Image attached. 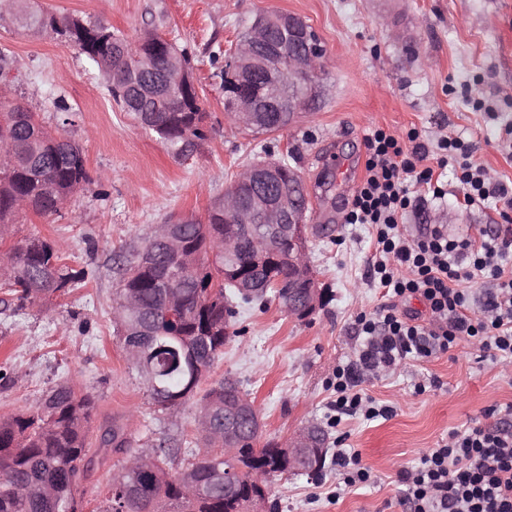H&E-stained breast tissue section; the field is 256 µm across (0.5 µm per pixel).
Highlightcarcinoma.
Listing matches in <instances>:
<instances>
[{"label": "carcinoma", "instance_id": "cac0c4a2", "mask_svg": "<svg viewBox=\"0 0 512 512\" xmlns=\"http://www.w3.org/2000/svg\"><path fill=\"white\" fill-rule=\"evenodd\" d=\"M16 21L27 29L50 32L79 47L90 66L131 70L142 47L130 42L99 22L58 17L29 5L19 7ZM292 42L288 31L276 29L258 45L256 54L288 53ZM153 78L140 77L107 90L121 110L144 128L155 133L178 154L188 152L206 138L207 113L200 103L195 110L156 111L155 101L143 92ZM13 159L8 170L0 169V228L13 223L14 200L25 196L38 215L60 213L76 189L91 181L79 147L70 140L59 141L43 128L37 113L14 105L0 113V151ZM228 224L224 209L212 206L206 221L191 219L178 226L184 246L177 256L148 240L152 257L142 266L139 258L126 265L119 295H135L137 309L115 318L127 344L152 351L147 365L134 366L147 388L152 403L168 410V402L183 405L198 394L214 362L224 353V326L235 316L229 306L238 302L264 301L273 296L288 301V289H272L257 296L244 288H263L276 276L285 280L296 271L281 263L265 265L247 251L238 255L241 266L249 267L241 285L224 281V234ZM0 282L7 298L0 302L25 310L38 299L66 292L85 281L86 272L64 263L55 246L32 235L13 248ZM200 395V394H198ZM198 411L211 417L224 433V381L220 380L197 399ZM95 401L89 394L77 395L67 385L50 390L37 410L0 419V512H79L76 492L88 478L87 436L94 416ZM112 447L117 454L135 457L126 427L112 421L100 437V447ZM154 468L141 473L122 467L113 479L111 493L98 512H256L265 502V485L254 481L253 473L264 472L280 461V448L273 440L258 448L254 444L238 449L231 457L224 450L211 460L193 454L185 467L172 476L166 470L169 453L164 444L154 449ZM237 475L233 489L224 488L219 472Z\"/></svg>", "mask_w": 512, "mask_h": 512}]
</instances>
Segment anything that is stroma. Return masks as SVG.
Returning a JSON list of instances; mask_svg holds the SVG:
<instances>
[{"label":"stroma","instance_id":"35a3bbf8","mask_svg":"<svg viewBox=\"0 0 512 512\" xmlns=\"http://www.w3.org/2000/svg\"><path fill=\"white\" fill-rule=\"evenodd\" d=\"M57 15L99 21L129 41L151 31L188 54L208 136L185 158L174 157L149 130L119 111L98 74L68 42L48 32L0 24V51L19 69L0 103L37 112L51 133L74 140L92 177L59 214L19 212L12 243L38 235L55 242L68 266L85 269L68 294L36 301L16 314L0 305V417L35 410L60 384L96 401L89 431L91 471L77 497L99 504L124 457L98 441L112 419L127 426L133 447L166 444L168 470L179 472L198 433L197 405L161 411L128 362L113 311L121 265L130 247L143 245L172 216L205 219L238 172L261 158L262 146L285 158L307 181L311 223H337L332 238H310L319 287L333 295L308 320L288 316L278 301L242 310L224 354L207 377L236 378L254 402L263 439L285 441L308 425L328 437L331 458L320 474L283 475L267 489L274 512H407L398 473L445 444L449 432L481 424L494 405L512 403V363L480 361L468 342L388 374L362 379L361 393L393 407L392 417L342 418L331 424L337 366L354 359L355 322L384 304L370 278L373 230L345 217L364 179L366 138L381 129L398 139L409 131L435 147L461 137L493 180L512 183V0H31ZM278 10L303 18L325 50L322 96L300 122L271 134L235 126L224 112V52L259 13ZM73 115L62 126L59 105ZM444 198L425 190L407 210L403 231L427 225L462 233L512 218L494 202L466 205L452 172ZM437 378L415 393L413 384ZM355 449L371 484L338 490L332 461Z\"/></svg>","mask_w":512,"mask_h":512}]
</instances>
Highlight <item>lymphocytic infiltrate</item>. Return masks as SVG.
<instances>
[{"instance_id": "f902f5d3", "label": "lymphocytic infiltrate", "mask_w": 512, "mask_h": 512, "mask_svg": "<svg viewBox=\"0 0 512 512\" xmlns=\"http://www.w3.org/2000/svg\"><path fill=\"white\" fill-rule=\"evenodd\" d=\"M407 140L408 149L380 129L367 136L366 176L346 217L347 223L375 228L373 282L392 300L357 318L360 347L336 369L331 408L337 422L345 416H392L391 407L359 392L362 377L448 352L459 340L475 344L480 359L512 360V266L506 263L512 225H495L476 239L450 235L443 224L411 239L399 225L412 185L443 196L433 181L435 169L460 168V188L470 206L495 198L512 207V187L491 182L472 159L473 145L462 139L439 140L432 167L424 163L428 151L416 133ZM479 280L489 287L477 301L472 287ZM413 297L423 303V316L398 308L397 299ZM399 480L409 512H512V429L477 425L450 432L446 445L423 455L414 469L401 470Z\"/></svg>"}]
</instances>
